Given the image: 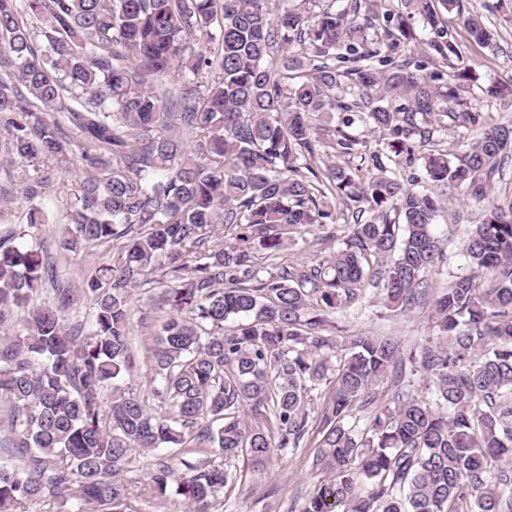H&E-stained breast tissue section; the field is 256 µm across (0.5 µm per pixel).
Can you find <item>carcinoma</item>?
<instances>
[{"label": "carcinoma", "instance_id": "1", "mask_svg": "<svg viewBox=\"0 0 512 512\" xmlns=\"http://www.w3.org/2000/svg\"><path fill=\"white\" fill-rule=\"evenodd\" d=\"M436 1L462 2L347 0L314 13L313 0H0V144L4 162L32 170L20 216L0 199V222L18 224L0 242V397L22 462L0 463V512L59 498L110 512L132 454L161 447L177 450L192 512H212L228 474L203 455L262 462L297 447L308 394L329 371L316 431L332 479L303 512H512V196L489 200L512 162V124L468 110L466 73L444 78L457 49ZM464 25L491 46L479 16ZM418 27L421 58L398 53ZM484 93L512 103V76ZM446 117L478 131L463 156L434 143ZM357 121L389 152L368 153L364 168L313 167L363 152ZM75 149L79 187L46 248L39 200ZM418 161L427 181L489 205L463 245L471 273L432 296L438 334L409 358L419 388L377 408L376 382L405 380L398 344L359 336L334 366L324 315L372 276L389 308L428 293L444 206L409 184ZM347 212L350 234L324 260L261 263L290 233ZM108 243L112 266L79 288L58 283L48 248ZM47 283L52 301L28 307ZM152 283L163 316L140 320L156 336L143 396L124 378L132 292ZM84 303L86 334L69 323ZM364 409V426L349 423ZM172 474L151 473L159 494Z\"/></svg>", "mask_w": 512, "mask_h": 512}]
</instances>
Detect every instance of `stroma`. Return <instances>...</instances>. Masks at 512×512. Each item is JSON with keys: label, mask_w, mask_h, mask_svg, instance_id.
Here are the masks:
<instances>
[{"label": "stroma", "mask_w": 512, "mask_h": 512, "mask_svg": "<svg viewBox=\"0 0 512 512\" xmlns=\"http://www.w3.org/2000/svg\"><path fill=\"white\" fill-rule=\"evenodd\" d=\"M462 11L445 12L443 18L454 35L458 55L453 58L447 74L468 72L475 92L469 100L472 110L491 111L494 121L512 122V105L487 108L483 88L494 79L512 75V23L506 21L497 7V0H462ZM481 15L493 32L495 45L481 48L471 43L463 21L467 14ZM433 192L445 200L447 209L441 213L435 230L441 237L446 262L439 272L429 274L430 287L441 289L458 276L467 275L469 267L463 253L464 241L483 204L459 200L448 187L435 186ZM348 234L344 220L327 225L325 230L312 231L296 237L288 248L280 252L277 261L295 266L315 263L335 252ZM112 248L98 246L77 257L55 256L54 264L62 279L80 286L85 276L96 269L111 265ZM430 305L415 306L407 312L387 308L383 291L376 285H367L360 302L348 310L328 314L326 329L334 336L338 349H345L350 339L360 335H390L401 344L403 352L416 350L433 334ZM135 366L125 382L138 393L149 389L152 372L153 340L148 330L134 326L130 338ZM318 436H308L299 447L275 451L264 463L253 464L246 456L225 459L219 449H212L211 462L223 465L230 478L216 495V512H302L308 496L330 479V474L316 462ZM175 451L157 448L133 455L131 462L119 474L128 489L124 508L126 512H188L191 503L177 486L179 477H172L165 494H158L150 481L156 464L170 460Z\"/></svg>", "instance_id": "1"}]
</instances>
